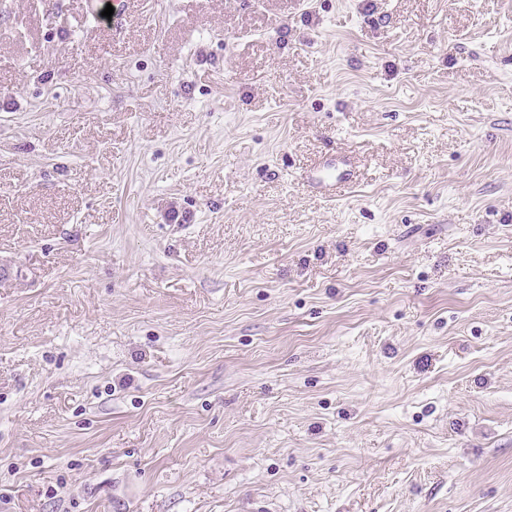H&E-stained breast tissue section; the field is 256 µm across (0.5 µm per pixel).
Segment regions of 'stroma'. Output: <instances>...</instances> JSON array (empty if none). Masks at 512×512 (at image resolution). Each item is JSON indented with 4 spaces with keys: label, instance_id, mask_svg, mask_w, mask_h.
Masks as SVG:
<instances>
[{
    "label": "stroma",
    "instance_id": "35a3bbf8",
    "mask_svg": "<svg viewBox=\"0 0 512 512\" xmlns=\"http://www.w3.org/2000/svg\"><path fill=\"white\" fill-rule=\"evenodd\" d=\"M109 5L0 0V512H512V0Z\"/></svg>",
    "mask_w": 512,
    "mask_h": 512
}]
</instances>
